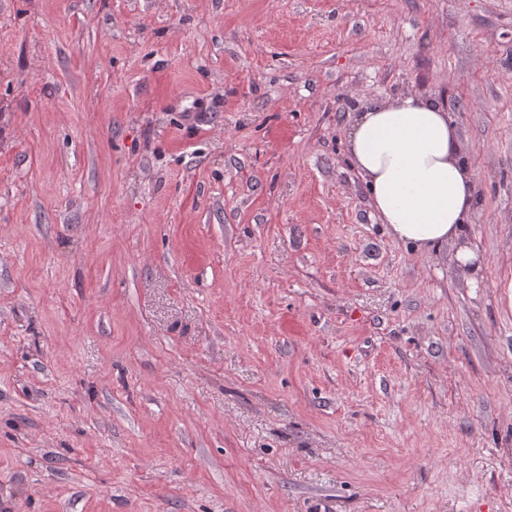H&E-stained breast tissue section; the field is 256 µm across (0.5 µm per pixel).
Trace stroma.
<instances>
[{
  "label": "stroma",
  "mask_w": 512,
  "mask_h": 512,
  "mask_svg": "<svg viewBox=\"0 0 512 512\" xmlns=\"http://www.w3.org/2000/svg\"><path fill=\"white\" fill-rule=\"evenodd\" d=\"M440 102L467 240L359 107ZM512 0H0V512H512ZM347 142L390 236L420 252L460 244L456 262L476 283L483 266L476 248L463 241L475 178L443 106L413 94L368 103L357 112Z\"/></svg>",
  "instance_id": "35a3bbf8"
}]
</instances>
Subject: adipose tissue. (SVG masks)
<instances>
[{
  "mask_svg": "<svg viewBox=\"0 0 512 512\" xmlns=\"http://www.w3.org/2000/svg\"><path fill=\"white\" fill-rule=\"evenodd\" d=\"M348 149L393 239L422 252L456 243L458 265L481 278L477 250L464 240L474 173L440 103L413 94L368 103L350 127Z\"/></svg>",
  "mask_w": 512,
  "mask_h": 512,
  "instance_id": "obj_1",
  "label": "adipose tissue"
}]
</instances>
